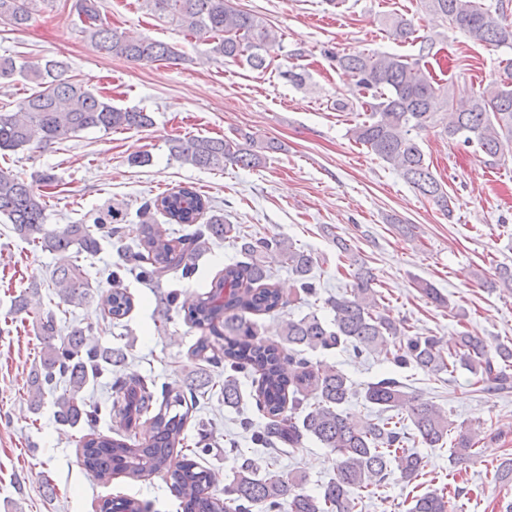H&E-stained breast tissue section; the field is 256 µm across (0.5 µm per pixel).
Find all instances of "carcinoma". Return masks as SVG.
<instances>
[{"instance_id": "carcinoma-1", "label": "carcinoma", "mask_w": 512, "mask_h": 512, "mask_svg": "<svg viewBox=\"0 0 512 512\" xmlns=\"http://www.w3.org/2000/svg\"><path fill=\"white\" fill-rule=\"evenodd\" d=\"M35 2L0 0V26L10 31L26 28ZM143 3L158 17L171 18L185 32L212 34L211 52L227 62L244 61L253 69L263 70L267 68L266 56L279 44L277 32L264 18L234 8L230 0ZM420 5L422 10L440 15L474 44L512 49V22L507 21L501 4L492 7L480 0H420ZM73 8L100 52L138 64L165 61L176 65L182 60V53L170 43L132 36L110 25L102 14L101 0H76ZM385 24L398 42L419 41L418 54L341 55L326 50L324 55L336 63L348 86L349 96L336 100V109L369 113L370 120L350 130L352 139L393 165L413 189L451 220L448 193L412 132L440 125L448 139L500 160L504 143L512 142V76L458 94L454 84H440L428 71V59L436 45L433 38L415 37L412 20L402 15L386 18ZM16 76L33 84L35 90L15 111L0 112V150L33 145L45 148L89 129L108 132L152 125L149 113L113 106L89 84L69 76L67 66L60 61L32 64L0 56V80ZM437 104L443 112L435 109ZM168 150L172 158L185 164L221 171L228 165L259 167L270 154L281 150V145L239 130L234 139L177 137L168 142ZM155 211L165 215L169 224H196L202 218L206 222L192 234L191 246L177 252L153 224ZM117 215L113 208L95 217V231L87 224L51 229L46 224L42 194L22 174L0 168V218L12 225L18 238L55 256L52 280L60 302L67 306H79L92 297L91 282L78 256L98 253L104 239L121 244L119 262L109 272L112 281L134 272L150 284L161 282L172 270L191 274L196 259L211 243L232 240L245 260L224 266L210 290L185 314L190 327L201 331L194 352L209 364L224 365L219 395L226 406L234 407L241 400L239 374L251 370L259 373L255 400L268 422L257 426L247 417L240 420L253 444L275 453L280 444L292 447L311 436L335 455V466L320 491L310 494L304 488L302 473L261 477L254 461L242 455L231 482L224 487V499L215 497L210 492L213 473L196 461L212 451L205 425L198 424L193 448L182 461H173L175 449L185 446L183 432L189 417V411L181 413L179 409L186 405V398L195 399L213 390L210 376L197 377L184 391L164 389L163 401L156 408L153 379L118 374L126 361L122 350L90 344L86 330L77 325L61 329L54 312L31 310L25 292L14 300L13 314L31 317L41 342L39 365L28 392L32 411L40 409L44 391H56L62 381V392L53 402L56 422L71 428L92 425L101 407L90 404L87 388L104 373L115 374V397L109 411L120 417L125 433L116 438L88 434L81 440L79 453L81 465L99 480L108 482L115 475L138 480L163 473L183 512H358L361 491L381 484L390 468H396L401 479L409 483L421 476L424 461L407 447L411 440L433 448L444 444L448 432L454 430V461L463 463L478 453L481 432L453 426L439 407L405 391V386L392 377L371 382L362 392L363 400L374 410L373 417L362 419L347 412L345 405L354 395L348 377L334 367L314 368L304 354L343 349L355 358L378 355L397 366H413L435 376L462 368L478 383L507 390L512 387V346L461 333L454 348L447 351L434 336L406 335L404 324L380 309L372 270L354 259L351 245L340 236L335 237L336 249L351 259L354 270L349 288L326 299L334 313L332 325L309 314L283 327L282 342L264 341L258 338L248 315L268 314L284 304L280 289L270 283L269 264L273 260L286 264L300 291L315 297L318 284L312 275L311 254L284 238L240 234L193 186L145 200L136 224L120 226ZM127 239L135 247L122 245ZM177 300L174 290L164 294L157 333L167 332L170 311ZM106 305L108 313L118 320L129 313L132 300L115 288ZM286 411L290 415H284ZM143 417L149 430L140 441L132 431ZM495 480L505 486L512 483V457L507 453L496 466ZM455 508L446 495L428 489L411 498L409 512H453ZM101 512H146V507L134 498L119 496L104 501Z\"/></svg>"}]
</instances>
